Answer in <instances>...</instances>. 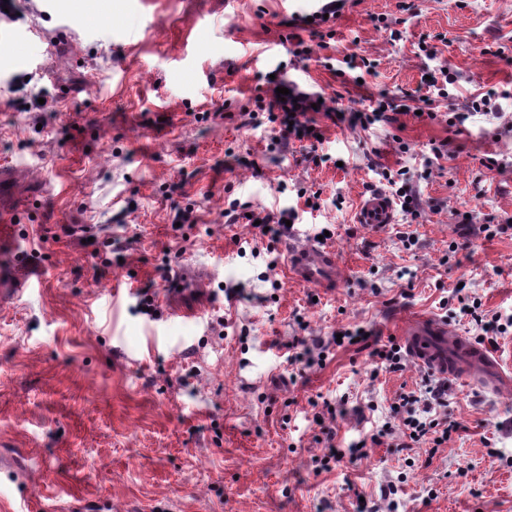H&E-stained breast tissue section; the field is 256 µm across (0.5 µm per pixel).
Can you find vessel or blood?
<instances>
[{
    "instance_id": "obj_1",
    "label": "vessel or blood",
    "mask_w": 512,
    "mask_h": 512,
    "mask_svg": "<svg viewBox=\"0 0 512 512\" xmlns=\"http://www.w3.org/2000/svg\"><path fill=\"white\" fill-rule=\"evenodd\" d=\"M358 223L377 229L393 223L394 203L386 194L365 193L358 206ZM286 264L292 280L301 286L331 292L341 284L336 249L326 242L289 238L285 250ZM400 344L410 362L448 378L470 380L472 365L483 368L481 387L497 385L507 352L492 351L465 336H449L448 327L431 317H419L405 327Z\"/></svg>"
}]
</instances>
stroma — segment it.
<instances>
[{"instance_id": "obj_1", "label": "stroma", "mask_w": 512, "mask_h": 512, "mask_svg": "<svg viewBox=\"0 0 512 512\" xmlns=\"http://www.w3.org/2000/svg\"><path fill=\"white\" fill-rule=\"evenodd\" d=\"M399 3L351 0L328 46L312 42L296 62L279 25L307 13V0H87L82 18L71 0H10L0 207L11 246L0 270L33 284L0 299V512L23 494L30 512H512V388L449 381L433 415L459 430L437 448L410 445L390 408L428 372L392 371L374 354L413 316L476 339V317L512 314V230H482L512 217V95L464 128L444 118L488 88H512V63L479 53L512 48V0ZM62 27L72 39L61 44ZM437 35L436 58L420 56L419 41ZM351 54L378 63L364 86L339 74ZM281 65L343 112L402 98L429 69L447 67L456 83L434 101L439 121L409 113L364 130L320 120L325 165L303 143L273 149L274 124L244 122ZM41 99L46 110L34 111ZM441 143L445 169L425 176ZM380 165L406 169L424 209L415 219L396 210L373 231L356 212L380 188ZM234 199L295 208L305 236L330 226L342 287L292 283L280 238L225 223ZM187 206L195 226L182 232L172 217ZM75 225L90 242L69 234ZM98 240L114 258L99 277ZM180 266L205 277L204 318L174 313L195 299L167 290ZM145 289L152 318L137 309ZM475 300L473 317L464 307ZM358 327L367 339L335 348L325 366L291 359L294 338ZM323 401L335 415L319 414ZM387 422L392 433L361 460L316 468L328 444L346 448Z\"/></svg>"}]
</instances>
